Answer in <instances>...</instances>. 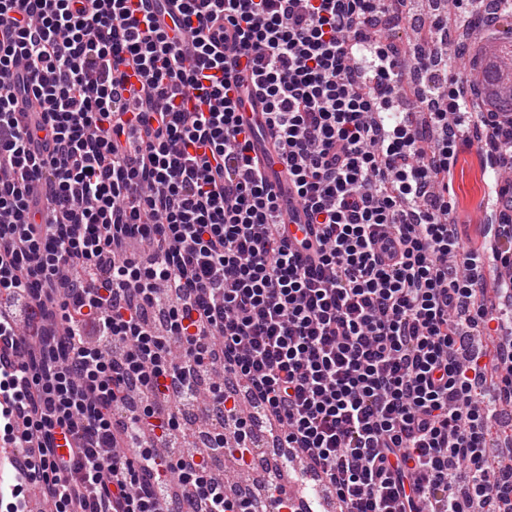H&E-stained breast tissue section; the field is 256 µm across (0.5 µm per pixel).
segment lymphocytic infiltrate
Instances as JSON below:
<instances>
[{"instance_id":"lymphocytic-infiltrate-1","label":"lymphocytic infiltrate","mask_w":512,"mask_h":512,"mask_svg":"<svg viewBox=\"0 0 512 512\" xmlns=\"http://www.w3.org/2000/svg\"><path fill=\"white\" fill-rule=\"evenodd\" d=\"M0 0L1 423L29 512H260L259 419L341 512H512L488 455L512 408L505 291L448 176L480 122L399 52L385 0ZM418 79L412 127L405 75ZM252 86L284 179L253 157ZM298 206L313 235L288 241ZM205 405L203 450L176 447Z\"/></svg>"}]
</instances>
